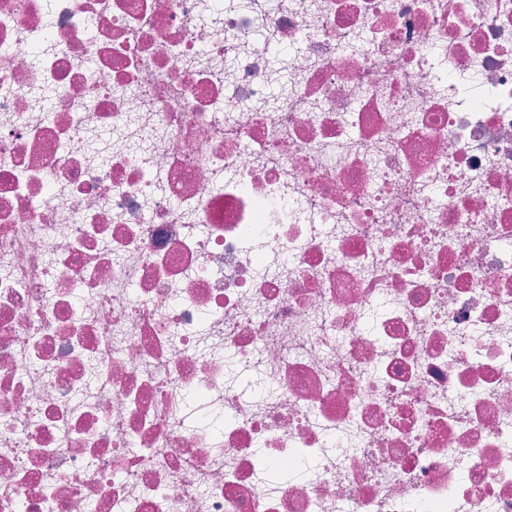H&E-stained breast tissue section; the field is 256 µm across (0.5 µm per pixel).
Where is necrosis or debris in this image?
<instances>
[{"mask_svg":"<svg viewBox=\"0 0 512 512\" xmlns=\"http://www.w3.org/2000/svg\"><path fill=\"white\" fill-rule=\"evenodd\" d=\"M0 512H512V0H0Z\"/></svg>","mask_w":512,"mask_h":512,"instance_id":"1","label":"necrosis or debris"}]
</instances>
